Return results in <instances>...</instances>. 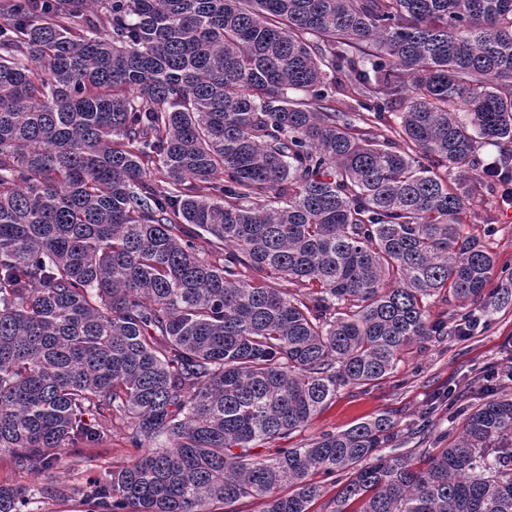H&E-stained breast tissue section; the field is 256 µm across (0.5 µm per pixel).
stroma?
Wrapping results in <instances>:
<instances>
[{"label": "stroma", "instance_id": "obj_1", "mask_svg": "<svg viewBox=\"0 0 512 512\" xmlns=\"http://www.w3.org/2000/svg\"><path fill=\"white\" fill-rule=\"evenodd\" d=\"M512 183L498 185L495 194L477 197L465 221L474 233H481L487 217H494L495 232L489 247L496 265L490 285L501 288L512 285ZM512 352V303L491 312L482 331L475 336L459 340L447 338L433 340L410 347L385 380L367 388H344L335 400L316 414L302 430L288 438L289 446L309 442L328 431L339 432L352 425L387 414L399 427L425 426L429 434L424 442L408 439L407 447L424 445L443 448L448 444L444 434L448 428V415L432 410L431 405L447 389L469 392L474 369L500 361ZM109 453L98 449H76L70 469L53 476L55 485H72L96 475L105 464L123 465L131 448L121 433H113Z\"/></svg>", "mask_w": 512, "mask_h": 512}]
</instances>
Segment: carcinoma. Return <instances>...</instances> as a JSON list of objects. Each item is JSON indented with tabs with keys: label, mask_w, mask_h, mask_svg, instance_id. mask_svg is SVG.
Returning <instances> with one entry per match:
<instances>
[{
	"label": "carcinoma",
	"mask_w": 512,
	"mask_h": 512,
	"mask_svg": "<svg viewBox=\"0 0 512 512\" xmlns=\"http://www.w3.org/2000/svg\"><path fill=\"white\" fill-rule=\"evenodd\" d=\"M485 144L512 173V0H0V456L137 451L0 512H311L338 475L333 512H512L506 368L416 459L388 415L255 452L512 299L462 222Z\"/></svg>",
	"instance_id": "1"
}]
</instances>
